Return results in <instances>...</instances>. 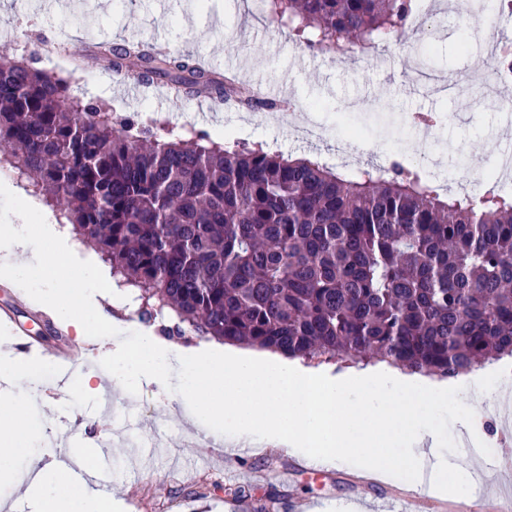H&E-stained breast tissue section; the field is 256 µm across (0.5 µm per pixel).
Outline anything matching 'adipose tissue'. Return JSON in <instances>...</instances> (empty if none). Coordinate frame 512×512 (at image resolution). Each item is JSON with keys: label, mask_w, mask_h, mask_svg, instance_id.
Listing matches in <instances>:
<instances>
[{"label": "adipose tissue", "mask_w": 512, "mask_h": 512, "mask_svg": "<svg viewBox=\"0 0 512 512\" xmlns=\"http://www.w3.org/2000/svg\"><path fill=\"white\" fill-rule=\"evenodd\" d=\"M19 226L0 231V276L31 290L77 337L118 327L111 313L122 307L107 291L110 268L93 255L77 259L57 225L36 223L40 202L10 188ZM184 371L185 403L235 441L286 448L321 466L349 462L388 481L400 472L428 470L433 494L464 490L478 463L465 466L435 457L441 435L432 406L457 408L473 445L485 438L483 423L469 403L474 372L448 381L376 365L332 375L279 353H253L218 341L185 349L146 329L135 348L115 344L108 369L114 388L162 382L169 361ZM22 391L0 394V477L14 478L27 433ZM35 512H103L99 491L72 481L56 467L28 487Z\"/></svg>", "instance_id": "obj_1"}]
</instances>
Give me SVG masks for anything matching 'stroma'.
<instances>
[{
  "label": "stroma",
  "mask_w": 512,
  "mask_h": 512,
  "mask_svg": "<svg viewBox=\"0 0 512 512\" xmlns=\"http://www.w3.org/2000/svg\"><path fill=\"white\" fill-rule=\"evenodd\" d=\"M447 2L421 0L419 16L435 17L424 54L390 40L368 57H325L307 48L304 37L287 24L269 22L267 7L257 6L256 0H56L49 9L40 0H0V40L9 45L8 59L67 79L72 97L116 118L135 113L141 121H157L187 142L204 131L230 147L259 144L286 157L314 156L344 172L369 164L387 168L396 160L418 165L433 155L443 158L444 169L464 164L479 171L497 154L512 151V137L505 134L512 129V111L471 107L472 98L482 92L478 86L460 97L439 96L407 78L417 63L444 77L470 67L460 41L471 19L444 11ZM131 42L189 55L222 73L237 65L242 83L282 87L283 99L299 111L316 110L332 135L308 141L292 128L290 113H278L273 121L261 111L241 114L201 94L172 96L161 81L146 92L132 89L98 53L99 45ZM362 100L376 109L364 122V147L352 153L336 134L350 123L354 103ZM427 112L438 116L441 133L422 143L412 135L411 119ZM125 295L129 312L120 336L94 332L80 342L25 292L0 279V311L39 335L29 354L32 376L23 383L29 432L19 474L48 466L59 436L68 437L75 452L93 454L96 437L110 431L111 417L100 413L103 394L86 392L85 380L100 384L114 341L132 347L144 326L158 332L171 322L166 312L143 321L136 290ZM47 349L62 351L68 360L39 382L34 375L42 371ZM110 397L127 413L130 435L139 440L161 435L173 451L172 457L150 463L137 449H113L112 482L102 496L108 502L120 500V512H228L239 488L246 492L240 512H294L300 500L324 501L326 512H355L356 505L382 497L402 501L412 488L398 478H362L346 463L314 467L285 448H255L243 457L213 446L191 447L207 425L193 421V408L183 402V375L176 369L163 383L142 385L130 395L115 391Z\"/></svg>",
  "instance_id": "stroma-1"
}]
</instances>
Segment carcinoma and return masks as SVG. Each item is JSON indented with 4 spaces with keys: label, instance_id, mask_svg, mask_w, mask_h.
Listing matches in <instances>:
<instances>
[{
    "label": "carcinoma",
    "instance_id": "cac0c4a2",
    "mask_svg": "<svg viewBox=\"0 0 512 512\" xmlns=\"http://www.w3.org/2000/svg\"><path fill=\"white\" fill-rule=\"evenodd\" d=\"M269 20L325 55L408 38L417 0H270ZM133 78L166 80L247 110L249 86L188 56L103 48ZM67 82L0 58V149L135 288L203 337L448 378L512 356V193L443 197L394 162L333 171L263 148L188 146L66 94Z\"/></svg>",
    "mask_w": 512,
    "mask_h": 512
}]
</instances>
